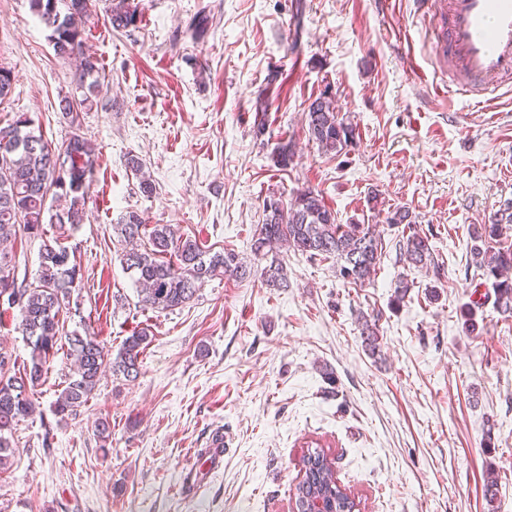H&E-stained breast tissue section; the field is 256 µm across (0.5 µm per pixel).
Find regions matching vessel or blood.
<instances>
[{
	"instance_id": "b4317fda",
	"label": "vessel or blood",
	"mask_w": 512,
	"mask_h": 512,
	"mask_svg": "<svg viewBox=\"0 0 512 512\" xmlns=\"http://www.w3.org/2000/svg\"><path fill=\"white\" fill-rule=\"evenodd\" d=\"M446 25L434 44L448 86L478 104L512 87V0H443Z\"/></svg>"
}]
</instances>
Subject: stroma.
Wrapping results in <instances>:
<instances>
[{"instance_id":"obj_1","label":"stroma","mask_w":512,"mask_h":512,"mask_svg":"<svg viewBox=\"0 0 512 512\" xmlns=\"http://www.w3.org/2000/svg\"><path fill=\"white\" fill-rule=\"evenodd\" d=\"M106 6L85 23L108 87L81 115L96 152L84 222L66 241L84 281L65 328L114 354L135 327L152 341L135 381L105 375L67 422L53 405L70 364L54 357L0 470V512H296L313 443L365 512H512V314L471 261L473 225L512 208V92L491 110L434 92L448 78L431 52L437 4L141 0V22L123 32L105 23ZM201 10L212 24L199 37L189 24ZM403 33L426 81L406 67ZM0 65L14 74L0 125L23 113L61 144L70 129L58 101L76 93L74 68L28 0H0ZM327 88L355 128L339 153L308 135V105ZM285 142L295 156L282 170L273 155ZM132 154L153 196L127 168ZM307 188L337 223L376 226L371 283L345 282L335 257L290 251L287 287L214 280L181 309L139 306L112 239L126 211L250 262L265 199ZM398 211L428 236L437 272L401 257L403 228L389 223ZM402 278L411 290L396 305ZM365 319L380 356L364 347ZM104 417L105 444L93 432ZM217 430L224 465L210 471L203 450Z\"/></svg>"}]
</instances>
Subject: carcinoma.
Masks as SVG:
<instances>
[{
  "instance_id": "obj_1",
  "label": "carcinoma",
  "mask_w": 512,
  "mask_h": 512,
  "mask_svg": "<svg viewBox=\"0 0 512 512\" xmlns=\"http://www.w3.org/2000/svg\"><path fill=\"white\" fill-rule=\"evenodd\" d=\"M31 13L51 29L55 55L79 61L74 78L83 91L80 100L61 98L59 109L72 131L57 148L31 129L24 115L0 126V237L41 241L39 267L34 280L19 282L10 275L15 254L0 251V314L16 312L18 328L31 348L30 361L23 372L4 376L3 368L17 366V359L0 349V469H5L15 447L18 426L34 412L33 391L54 354L68 346L71 360L65 387L54 403L61 421L74 419L93 395L106 368L127 380L140 375V355L150 342L151 331L142 327L126 337L116 357L95 334L68 333L60 324L61 314L70 312L73 296L81 290L84 272L63 240L84 220L83 206L93 177L95 151L80 134V114L91 109L100 88L98 59L84 52V23L96 10V0H28ZM141 21L137 0H111L107 22L114 30L137 27ZM308 133L322 149L339 152L354 140L352 124L338 118L334 97L321 93L308 106ZM66 166L65 177L57 174V164ZM128 167L138 179L140 192L150 197L156 186L145 176L144 164L130 158ZM512 222V213L490 224H476L472 236V263L482 275L493 280L495 303L504 312L512 311V250L494 248L502 222ZM57 227L49 236L44 225ZM123 246L122 261L136 285L139 304L145 308L173 311L198 297L205 283L226 277H243L248 263L233 250L206 249L189 236L177 234L169 224L147 229L142 216L130 210L112 225ZM253 252L266 256L289 248L309 256L333 255L340 261V276L361 285L370 280L382 254L381 235L363 224H338L336 215L323 197L308 189L289 204L279 199L264 201V220L253 236ZM399 252L409 265L424 269L435 264L429 238L416 230L402 236ZM260 276L272 287H288L283 263L272 261ZM332 460L317 446L303 452L302 476L295 485L297 512H308L321 499L329 512H358L361 501L332 480Z\"/></svg>"
}]
</instances>
